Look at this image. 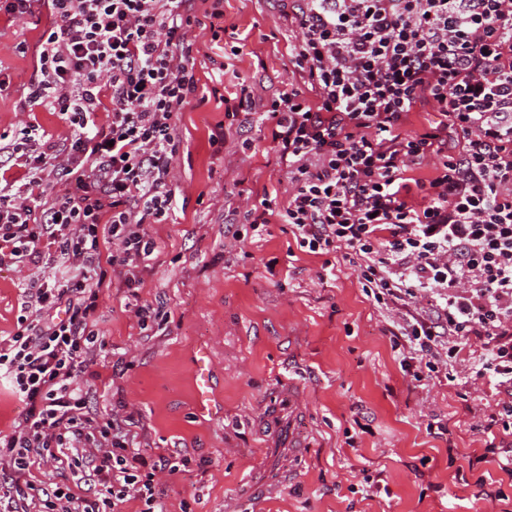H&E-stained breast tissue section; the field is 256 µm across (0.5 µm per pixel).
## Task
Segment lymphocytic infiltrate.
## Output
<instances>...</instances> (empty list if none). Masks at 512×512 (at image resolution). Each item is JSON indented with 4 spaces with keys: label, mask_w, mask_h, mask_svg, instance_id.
Masks as SVG:
<instances>
[{
    "label": "lymphocytic infiltrate",
    "mask_w": 512,
    "mask_h": 512,
    "mask_svg": "<svg viewBox=\"0 0 512 512\" xmlns=\"http://www.w3.org/2000/svg\"><path fill=\"white\" fill-rule=\"evenodd\" d=\"M187 0H0L20 21L43 5L49 26L29 81L31 102L66 115V143L24 127L0 152L25 174L0 184V269L24 268L13 332L0 337V380L24 405L0 434V486L40 512H158L157 470L180 463L132 451L118 415L90 412L79 381L109 346L95 312L102 289L140 288L150 227L170 209L176 118L196 98L185 55ZM300 37L291 61L315 101L283 92L265 120L288 164L280 213L299 247L350 250L377 303L406 306L401 366L484 339L470 383L512 395V0H284ZM432 106L428 130L401 131ZM109 121L97 122L99 112ZM456 151H449V139ZM437 160L413 196L408 170ZM66 179L63 192L47 187ZM427 296L429 309L410 308ZM67 461L97 496L34 481Z\"/></svg>",
    "instance_id": "1"
}]
</instances>
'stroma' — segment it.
<instances>
[{
    "label": "stroma",
    "mask_w": 512,
    "mask_h": 512,
    "mask_svg": "<svg viewBox=\"0 0 512 512\" xmlns=\"http://www.w3.org/2000/svg\"><path fill=\"white\" fill-rule=\"evenodd\" d=\"M187 34L199 101L180 112L171 164L176 203L153 225L159 253L137 296L113 288L96 319L109 347L97 378L82 381L92 410L132 416L136 451L188 459L157 473L164 512H512V475L485 448L512 450V434L489 426L505 395L468 384L470 351L447 373L403 372L394 346L397 312L375 302L360 268L342 252L301 249L273 218L263 235L251 204L282 209L292 185L272 125L261 115L288 88L302 87L290 63L299 30L279 0H190ZM221 16L211 19L212 8ZM45 11L0 17V135L26 125L64 142L68 122L27 99ZM248 87L236 115L223 100ZM223 130V146L211 143ZM23 270L0 271V336L15 328ZM159 316L140 326L131 301ZM210 348L219 417L200 416L192 356ZM301 390L288 416V386ZM303 451L289 480L259 495L247 477L284 465L289 437Z\"/></svg>",
    "instance_id": "35a3bbf8"
}]
</instances>
